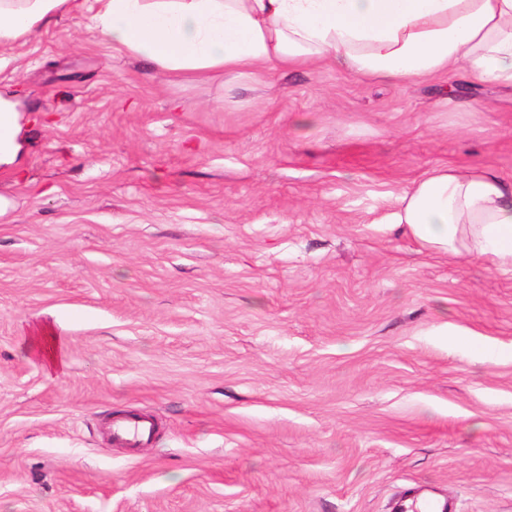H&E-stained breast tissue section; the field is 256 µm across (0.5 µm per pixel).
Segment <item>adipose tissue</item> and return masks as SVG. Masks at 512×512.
Here are the masks:
<instances>
[{"label": "adipose tissue", "instance_id": "1", "mask_svg": "<svg viewBox=\"0 0 512 512\" xmlns=\"http://www.w3.org/2000/svg\"><path fill=\"white\" fill-rule=\"evenodd\" d=\"M76 0H0V44ZM87 26L157 70L276 72L341 66L391 84L464 70L512 87V0H93ZM394 222L424 249L512 268V179L440 166L398 198Z\"/></svg>", "mask_w": 512, "mask_h": 512}]
</instances>
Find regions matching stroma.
Here are the masks:
<instances>
[{"label":"stroma","instance_id":"stroma-1","mask_svg":"<svg viewBox=\"0 0 512 512\" xmlns=\"http://www.w3.org/2000/svg\"><path fill=\"white\" fill-rule=\"evenodd\" d=\"M0 96V512H512V270L389 222L433 168L512 178L511 88L171 75L75 10ZM0 165H13L19 155L16 104L0 98ZM36 336L44 344L43 355L46 367L50 371L64 372L67 367L59 336H56L49 326H42ZM153 431L154 424L148 418H132L112 423V439L129 447H136L149 440Z\"/></svg>","mask_w":512,"mask_h":512}]
</instances>
